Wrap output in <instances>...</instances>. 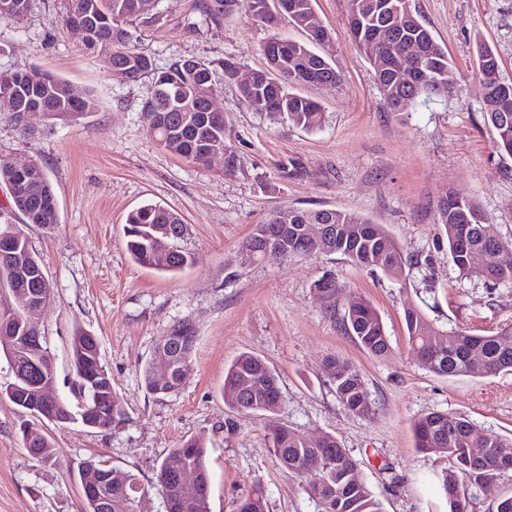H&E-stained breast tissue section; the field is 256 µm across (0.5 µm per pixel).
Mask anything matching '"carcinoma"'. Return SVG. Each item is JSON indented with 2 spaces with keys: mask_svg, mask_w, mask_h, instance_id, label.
<instances>
[{
  "mask_svg": "<svg viewBox=\"0 0 512 512\" xmlns=\"http://www.w3.org/2000/svg\"><path fill=\"white\" fill-rule=\"evenodd\" d=\"M84 5L92 19V35L85 44L88 50L104 55L110 71L126 74L129 82L151 76V91L147 99L149 109L155 111L158 127L152 131L159 146L167 153L194 163H205L203 149H224V168L233 171L239 164L237 155L224 144V117L209 116L202 125L184 124L178 134H169L168 125L173 123L176 101L195 94L199 84H213L212 69L203 61L189 68L186 60L179 59L165 69L153 66L152 60L131 47V36L124 23L145 13L150 0H77ZM263 0H245L252 19L270 30L277 28L279 20L268 17L258 8ZM238 0H197L201 14L218 23L224 14L233 10ZM410 7L409 0H353V8L347 20V35L358 46L377 38L378 59L373 62L375 77L393 112L400 111V100L414 97H430L448 92V78H456L455 69L447 53L435 41L430 31L414 20L406 28L403 43H414L429 65L437 71L441 86L421 85L410 87L391 58L390 34ZM313 12V0H288L285 16L298 28L308 31V18ZM335 36L323 29L321 36L306 43L288 41V68L283 69L273 59L267 60L266 68L256 71V92L239 90L241 99L248 106L260 111L259 98L266 97L278 103L280 115L293 124L315 131L322 127L321 105L291 91L301 85L335 83L339 75L332 67L331 49ZM487 98L496 102L498 112L512 115V87L503 90L504 80L500 72L478 69ZM47 74L38 70L17 71L0 75V88H8L17 96L19 103L41 101L50 119L58 116L60 109H72L70 117L77 120L83 110H96L97 101L89 94L69 97L70 83L54 78L43 83ZM488 121L494 127L497 147L501 150L512 146V123L497 124L492 114ZM53 187L42 166L35 165L21 196L10 197L12 213L20 214L27 224L51 227L59 222L58 210L51 208L49 198ZM469 216L468 238L476 249H485L490 242L486 230L490 225L482 223L483 214L469 199L456 200L454 194L440 200L437 207V227L448 245V259L459 273L476 278L486 285L512 283V260H492L481 268L468 264L455 246L458 236V213ZM332 223L355 224L362 230L361 238L352 245L338 246L335 252L345 256L353 265L369 271H380L387 277L400 281L407 278L406 269L418 267L427 271L425 282H430L431 259L405 258L401 247L381 224H371L364 218L346 211L332 212ZM180 215L160 206L145 205L132 211L126 220L124 234L126 248L134 262L159 273H175L194 262V256L180 246L184 237ZM278 227L273 219L257 224L241 247L242 259L249 263L266 260L264 248L277 236ZM42 267L39 256L30 247L25 236H20L14 247L0 245V287L8 291L9 301L0 305V348L13 347L15 341L35 336L39 347L29 352H16L24 365L29 361L47 363L46 372L38 377L45 387L55 383L56 375L50 350L37 325L26 314L29 295L36 289L30 269ZM405 326L409 343L422 366L437 375L446 377H476L493 375L512 369V328L498 335L479 336L465 330L446 331L436 326L425 313L412 307L405 310ZM345 333L353 336L358 344L375 356L391 351L389 336L382 318L367 301L348 308L339 317ZM196 344L195 329L188 319L180 320L156 346L155 352L170 351L174 365L191 362ZM483 355L482 368L472 366L471 354ZM71 359L74 372L73 397L76 403L66 399L50 402L42 417L35 418L22 429V444L28 452L36 453L44 463L55 462L54 445L42 429L45 421L56 424L79 423L90 430L109 429L125 420L122 401L114 396L107 399L84 380L85 373L108 376L100 352V343L91 333L78 329L72 336ZM326 372L332 379L337 400L343 408L355 416L367 417L372 404L366 382L361 373L346 361L330 359ZM248 377L253 390L246 396L235 392L237 380ZM224 404L239 414L256 412L271 413L282 405V394L277 378L259 357L251 353L237 356L224 371L222 389ZM417 446L442 454L452 462L450 469L436 476V484L448 502V512H467L466 485L486 484L502 471L512 469V438L487 436L478 433L472 423L461 416L430 413L414 424ZM272 450L279 465L286 471L303 475L310 461L329 457L330 464L316 473L309 484V495L315 501L317 512H383L382 502L359 478L357 463L341 447L336 436L326 434L322 442L310 444L296 430L284 426L272 436ZM208 447L202 435L193 436L172 448L160 462L156 483L145 487L139 477L130 472L112 469V483L99 486L97 495L83 497V512H103L102 502L112 500V512H143L142 503L149 489H157L166 512H210V473L207 466ZM190 466L197 471L195 488L186 490L171 480L172 474ZM235 512H266L263 492L258 490L239 501Z\"/></svg>",
  "mask_w": 512,
  "mask_h": 512,
  "instance_id": "carcinoma-1",
  "label": "carcinoma"
}]
</instances>
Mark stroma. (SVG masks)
Wrapping results in <instances>:
<instances>
[{"instance_id": "stroma-1", "label": "stroma", "mask_w": 512, "mask_h": 512, "mask_svg": "<svg viewBox=\"0 0 512 512\" xmlns=\"http://www.w3.org/2000/svg\"><path fill=\"white\" fill-rule=\"evenodd\" d=\"M410 3L451 59L456 90L390 111L368 53L347 36L351 0H315L316 21L336 36L332 65L340 79L299 87L324 111L322 128L307 132L253 111L225 80L224 59L245 71L266 66L262 46L270 33L244 7L217 24L196 0H154L131 24L132 44L159 68L178 59L212 62L224 136L239 157L231 173L219 159L202 165L162 151L149 130V79L115 78L64 24L67 0H31L21 20L0 21V74L36 66L99 101L98 111L76 121L34 115L19 125L13 113L0 112V155L38 161L58 203V224L22 227L51 285L37 321L53 354L56 392L72 396L70 342L79 326L98 337L127 412L124 424L107 430L45 425L57 455L48 465L22 445L28 411L0 396V512H81L79 472L87 459L147 485L168 451L198 434L208 441L211 512H233L258 489L266 512H316L305 478L282 470L271 451L281 426L335 435L385 512H445L432 480L450 462L417 448L416 420L443 412L486 434L512 435V371L477 378L429 372L404 322L405 309L416 306L450 331L492 335L512 325V283L460 276L436 226L437 204L452 192L476 202L495 234L512 240V154L496 146L477 64V46L486 44L502 78L512 80V0ZM146 203L181 215L182 245L195 258L183 271L162 275L128 254L123 226ZM318 209L358 214L383 225L404 256L432 257L433 287L417 270L398 282L339 254L242 260L254 225ZM323 277L341 288L335 303L314 289ZM361 299L381 315L392 346L386 356L364 352L338 324V313ZM182 319L193 321L198 336L190 369L177 391L151 393L143 370ZM243 352L276 375L283 393L276 413L242 415L225 406L224 368ZM331 357L362 373L370 417L349 414L337 401L325 372Z\"/></svg>"}]
</instances>
